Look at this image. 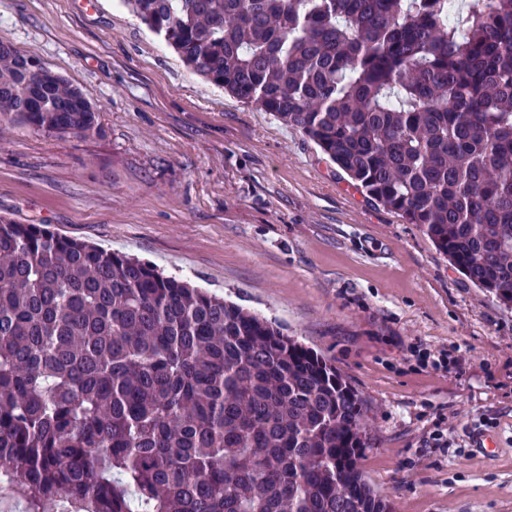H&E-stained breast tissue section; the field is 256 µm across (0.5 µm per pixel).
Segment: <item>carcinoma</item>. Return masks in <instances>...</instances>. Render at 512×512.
Returning <instances> with one entry per match:
<instances>
[{"instance_id": "cac0c4a2", "label": "carcinoma", "mask_w": 512, "mask_h": 512, "mask_svg": "<svg viewBox=\"0 0 512 512\" xmlns=\"http://www.w3.org/2000/svg\"><path fill=\"white\" fill-rule=\"evenodd\" d=\"M128 0L184 64L312 141L512 310V0ZM0 45V115L100 132ZM364 397L271 320L0 216V484L27 512H395Z\"/></svg>"}]
</instances>
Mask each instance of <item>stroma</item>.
<instances>
[{
    "label": "stroma",
    "instance_id": "1",
    "mask_svg": "<svg viewBox=\"0 0 512 512\" xmlns=\"http://www.w3.org/2000/svg\"><path fill=\"white\" fill-rule=\"evenodd\" d=\"M0 43L85 89L102 126L0 120L1 215L152 263L329 360L367 402L363 468L396 512H512V310L125 0H0ZM451 413L453 443L434 447Z\"/></svg>",
    "mask_w": 512,
    "mask_h": 512
}]
</instances>
